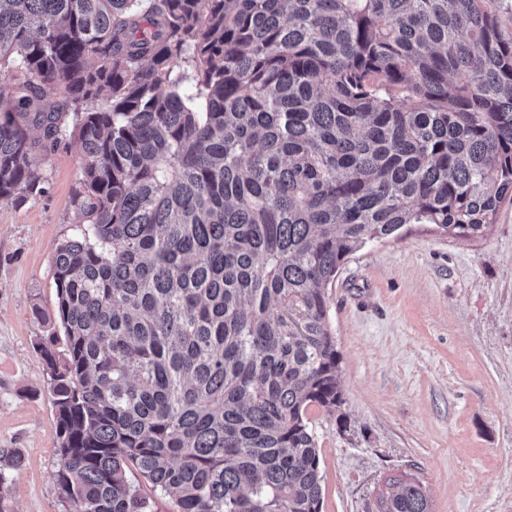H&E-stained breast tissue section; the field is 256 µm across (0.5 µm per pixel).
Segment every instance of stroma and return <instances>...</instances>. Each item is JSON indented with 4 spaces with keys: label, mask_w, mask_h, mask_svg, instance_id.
I'll use <instances>...</instances> for the list:
<instances>
[{
    "label": "stroma",
    "mask_w": 512,
    "mask_h": 512,
    "mask_svg": "<svg viewBox=\"0 0 512 512\" xmlns=\"http://www.w3.org/2000/svg\"><path fill=\"white\" fill-rule=\"evenodd\" d=\"M47 191L0 200V448L18 449L9 512H69L57 419L35 344L53 321V258L72 237L81 146L37 152ZM343 404L314 409L320 512H375L388 478L414 475L430 512H512V206L485 236L431 224L349 256L328 288Z\"/></svg>",
    "instance_id": "1"
}]
</instances>
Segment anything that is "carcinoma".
<instances>
[{
  "label": "carcinoma",
  "instance_id": "1",
  "mask_svg": "<svg viewBox=\"0 0 512 512\" xmlns=\"http://www.w3.org/2000/svg\"><path fill=\"white\" fill-rule=\"evenodd\" d=\"M494 0H0V199L81 144L37 348L70 512H319L309 411L343 404L327 288L406 224L512 205ZM64 84L67 96L54 99ZM377 512H429L392 477Z\"/></svg>",
  "mask_w": 512,
  "mask_h": 512
}]
</instances>
